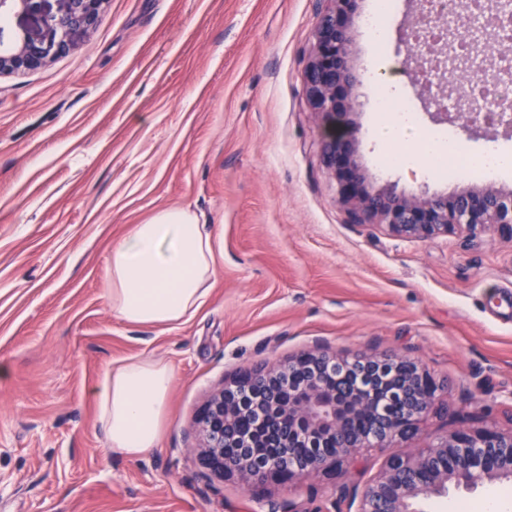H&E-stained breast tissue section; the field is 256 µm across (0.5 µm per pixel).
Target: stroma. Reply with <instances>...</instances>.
<instances>
[{
	"label": "stroma",
	"mask_w": 512,
	"mask_h": 512,
	"mask_svg": "<svg viewBox=\"0 0 512 512\" xmlns=\"http://www.w3.org/2000/svg\"><path fill=\"white\" fill-rule=\"evenodd\" d=\"M323 0H106L97 30L41 68L0 74V512H344V469L311 488L249 491L203 476L194 419L224 381L317 347L412 358L441 385L419 444L460 425L512 429V238L409 240L350 223L303 92ZM418 0H394L382 48L359 33L362 167L374 187L477 190L383 163L370 67H396ZM417 128L477 152L512 133L436 121L398 81ZM187 208L221 255L174 329L113 318L104 270L129 225ZM175 369L161 443L108 449L92 390L112 365ZM512 512V484L450 489L424 512Z\"/></svg>",
	"instance_id": "1"
}]
</instances>
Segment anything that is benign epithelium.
<instances>
[{
	"instance_id": "benign-epithelium-1",
	"label": "benign epithelium",
	"mask_w": 512,
	"mask_h": 512,
	"mask_svg": "<svg viewBox=\"0 0 512 512\" xmlns=\"http://www.w3.org/2000/svg\"><path fill=\"white\" fill-rule=\"evenodd\" d=\"M56 6H51V3ZM105 0H0V13L20 11L35 19L36 29L0 50V73L35 70L71 51L89 37L102 18ZM319 14L315 42L304 72L303 88L312 111L333 126L322 145L328 174L336 181L337 203L350 222L380 226L391 234L426 240L465 229L473 242L492 226L512 238V192L492 184L451 195L422 191L409 195L388 185L370 188L359 165L362 143L356 116L361 103L350 66L352 31L357 26L358 0H326ZM419 15L438 30L430 66L422 73L407 47L402 76L421 92L442 88L448 70L483 76L479 45L486 34L483 14L472 12L469 49L457 45L459 16L441 0H420ZM485 126L512 130V113L480 108L464 115V128ZM438 385L418 361L405 357L361 354L341 358L325 349L304 351L278 366L244 369L214 393L196 419L198 464L209 478L236 480L251 490L269 485L297 486L319 476L333 480L362 451L390 450L378 474L349 491L355 512H421L425 500L445 496L448 485L474 488L488 481L512 479V430L459 429L438 436L424 448L400 451L413 440L418 424L430 411ZM400 401L394 417L375 401ZM256 411L252 428L237 430L241 417ZM246 444L233 460L224 456L230 434ZM299 444L301 457L281 460L280 450ZM332 448L328 454L325 449Z\"/></svg>"
}]
</instances>
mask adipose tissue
<instances>
[{"mask_svg":"<svg viewBox=\"0 0 512 512\" xmlns=\"http://www.w3.org/2000/svg\"><path fill=\"white\" fill-rule=\"evenodd\" d=\"M218 242L186 209L158 211L130 225L106 267L105 298L118 320L174 327L204 304ZM175 370L159 360L123 362L92 391L112 453L138 459L158 448Z\"/></svg>","mask_w":512,"mask_h":512,"instance_id":"ef3b65f1","label":"adipose tissue"}]
</instances>
